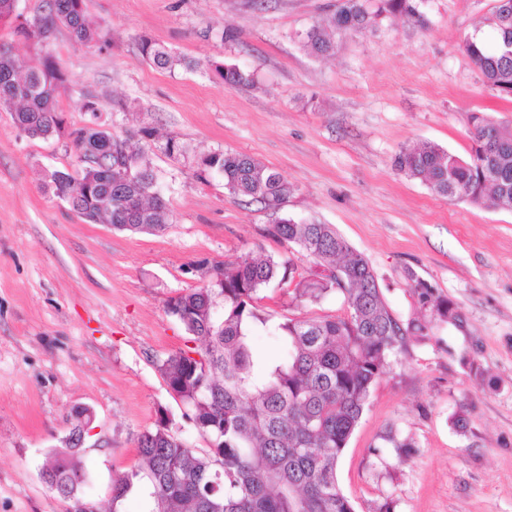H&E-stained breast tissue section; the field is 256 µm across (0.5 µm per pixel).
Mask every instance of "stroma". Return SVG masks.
<instances>
[{"instance_id":"obj_1","label":"stroma","mask_w":512,"mask_h":512,"mask_svg":"<svg viewBox=\"0 0 512 512\" xmlns=\"http://www.w3.org/2000/svg\"><path fill=\"white\" fill-rule=\"evenodd\" d=\"M337 0H85L105 48L58 28L42 44L0 21V43L35 63L53 55L70 79L66 129L83 126L81 94L98 95L113 135L152 129L149 153L172 222L161 233L88 224L44 186L72 168L67 137L32 139L0 109V512H112V483L138 464L136 439L167 419L196 452L208 440L185 417L159 370L189 336L166 311L203 287L209 270L261 251L310 274L313 258L267 237L271 214L235 200L220 176L194 175L200 155L249 154L294 191L285 214L335 225L375 271L400 320L420 313L410 275L453 300L454 322H434L374 385L337 465L356 512H512V211L449 201L399 174L400 148L430 141L468 157L469 112L512 124V101L487 86L461 45L491 36L495 0H423L421 21L384 20L343 32L317 58L296 35ZM212 67L160 70L141 39ZM254 75L225 85L216 64ZM188 152L172 158L166 137ZM274 322L344 314L333 294L292 300L277 284L256 303ZM93 423L78 458L85 479L65 498L42 480L64 450L71 411ZM466 411L459 433L452 417ZM413 438L409 456H374L387 427Z\"/></svg>"}]
</instances>
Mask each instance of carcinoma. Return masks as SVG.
I'll use <instances>...</instances> for the list:
<instances>
[{
    "label": "carcinoma",
    "instance_id": "1",
    "mask_svg": "<svg viewBox=\"0 0 512 512\" xmlns=\"http://www.w3.org/2000/svg\"><path fill=\"white\" fill-rule=\"evenodd\" d=\"M419 0H340L338 8L298 35L315 56L336 50V31L372 29L383 20L421 16ZM69 30L80 46L107 45L102 31L85 19L84 0H45L44 9L17 25L28 38L43 43L57 28ZM491 39L467 37L463 51L480 70L484 82L501 97L512 98V12L496 16ZM143 59L172 70L182 60L167 49L143 40ZM224 84L247 85L253 74L236 65H219ZM70 87L67 73L52 55L28 67L12 49L0 45V108L13 112L20 133L46 138L65 132L59 99ZM83 126L68 132L76 174L54 170L47 186L90 224L106 223L132 232H159L170 223L166 201L156 190L148 150L140 134L114 136L99 122L98 97L81 93ZM472 140L463 159L433 142L400 149L395 169L419 179L437 196L473 205L512 211V129L483 112L466 113ZM194 175L224 179L237 199L260 203L273 216L268 233L307 253L315 274L295 279L291 262L262 254L247 255L221 268L224 283L198 288L169 299L167 311L200 346L176 351L159 370L181 398L184 416L209 441L197 453L171 433L166 419L137 438V469L112 484V508L143 483L151 512H355L339 487V457L359 423L373 385L408 336H424L428 323H402L383 300L378 277L368 261L332 224L299 223L282 214L293 185L278 170L239 152L199 157ZM421 307L438 320L454 317V303L427 281L410 274ZM276 282L292 285L293 299L318 303L340 295L349 314L289 319L274 326L283 344L275 361L257 362L251 347L255 331L270 318L254 305L257 294ZM384 446L402 454L412 439L392 428ZM77 489L84 473L74 455L62 452L42 469Z\"/></svg>",
    "mask_w": 512,
    "mask_h": 512
}]
</instances>
